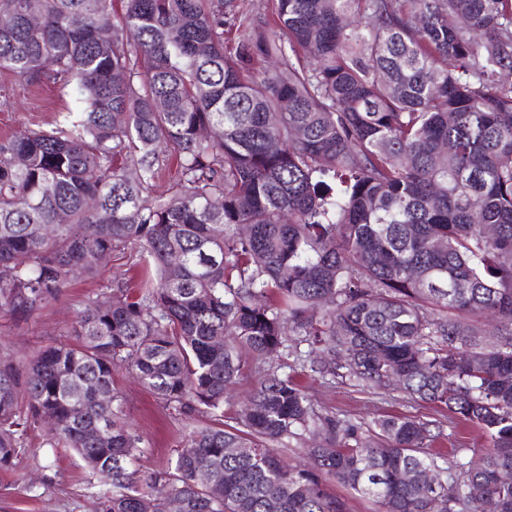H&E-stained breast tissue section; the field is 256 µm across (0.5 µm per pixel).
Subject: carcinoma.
<instances>
[{"label":"carcinoma","mask_w":512,"mask_h":512,"mask_svg":"<svg viewBox=\"0 0 512 512\" xmlns=\"http://www.w3.org/2000/svg\"><path fill=\"white\" fill-rule=\"evenodd\" d=\"M0 16V71L75 108L0 139V318L129 243L154 267L88 298L75 344L20 364L0 343L1 470L38 429L98 481L99 512H348L330 478L378 512H512V0H0ZM172 160L176 192L152 195ZM286 349L359 385L397 377L490 445L450 462L429 421L319 412L269 368ZM118 366L214 420L143 484ZM308 435L304 461L271 447Z\"/></svg>","instance_id":"cac0c4a2"}]
</instances>
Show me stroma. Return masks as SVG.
I'll use <instances>...</instances> for the list:
<instances>
[{"label":"stroma","instance_id":"1","mask_svg":"<svg viewBox=\"0 0 512 512\" xmlns=\"http://www.w3.org/2000/svg\"><path fill=\"white\" fill-rule=\"evenodd\" d=\"M8 89L10 108H0V138L15 130L35 129L60 120L71 105L69 91L48 85L28 86L0 72V89ZM140 247L113 252L92 278H77L61 297L33 315L0 328V342L16 351L43 347L71 338L77 312L92 296L117 284L139 283L135 267ZM283 373L301 383L317 410L365 425L384 415H399L436 422L444 448H456L461 458L488 447L489 437L478 427L457 423L446 411L413 400L399 386H357L353 382L324 377L303 369L294 356L281 361ZM113 383L124 397L123 409L143 440L131 469L137 480L175 458L185 444L189 428L210 425L208 416L187 415L164 404L139 384L125 369H116ZM32 452L12 471H0V512H98L97 486L88 483L80 459L70 449L43 446L39 435L31 437Z\"/></svg>","mask_w":512,"mask_h":512}]
</instances>
